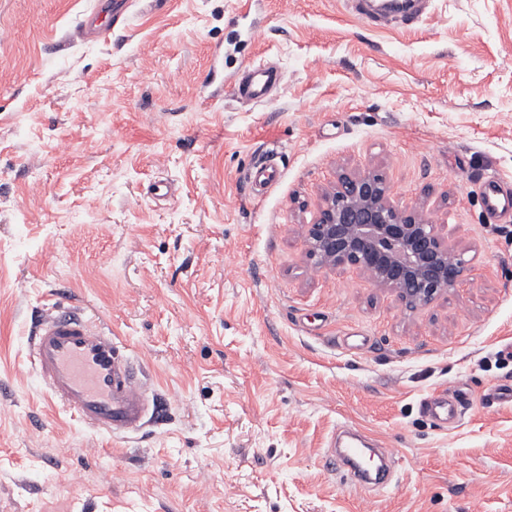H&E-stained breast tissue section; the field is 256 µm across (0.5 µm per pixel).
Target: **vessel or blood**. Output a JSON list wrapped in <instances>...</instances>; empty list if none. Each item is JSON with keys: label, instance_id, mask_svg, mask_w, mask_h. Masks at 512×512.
Wrapping results in <instances>:
<instances>
[{"label": "vessel or blood", "instance_id": "b4317fda", "mask_svg": "<svg viewBox=\"0 0 512 512\" xmlns=\"http://www.w3.org/2000/svg\"><path fill=\"white\" fill-rule=\"evenodd\" d=\"M124 20L123 0H94L77 31L97 40L108 37ZM281 80L279 72L258 63L246 78L235 80L232 91L237 99L261 102ZM482 198L488 214L500 220L512 217V187L503 179H487ZM30 350L33 372L50 399L85 426L118 436L167 416L166 403L149 396L141 380L142 366L81 308L62 300L52 304L33 327ZM463 404L458 396L437 397L427 400L425 409L448 425L459 419ZM363 455L359 440L353 437L328 453L329 459H340L348 467L360 488L370 492L383 483L384 474L366 476L359 463Z\"/></svg>", "mask_w": 512, "mask_h": 512}]
</instances>
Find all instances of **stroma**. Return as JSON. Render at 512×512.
I'll use <instances>...</instances> for the list:
<instances>
[{
    "label": "stroma",
    "mask_w": 512,
    "mask_h": 512,
    "mask_svg": "<svg viewBox=\"0 0 512 512\" xmlns=\"http://www.w3.org/2000/svg\"><path fill=\"white\" fill-rule=\"evenodd\" d=\"M91 5L0 0V512H512V402L491 397L512 385V223L480 195L512 183V0L410 23L136 2L85 41ZM253 63L282 73L259 104L231 94ZM343 168L382 173L470 281L409 312L313 269L306 226ZM60 291L143 362L163 424L109 437L51 403L28 334ZM458 386L447 427L422 402ZM345 428L394 450L388 490L324 466Z\"/></svg>",
    "instance_id": "1"
}]
</instances>
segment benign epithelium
Listing matches in <instances>:
<instances>
[{
  "label": "benign epithelium",
  "mask_w": 512,
  "mask_h": 512,
  "mask_svg": "<svg viewBox=\"0 0 512 512\" xmlns=\"http://www.w3.org/2000/svg\"><path fill=\"white\" fill-rule=\"evenodd\" d=\"M306 243L315 268L361 270L412 311L447 294L469 272L437 225L396 202L375 170L337 175L307 225Z\"/></svg>",
  "instance_id": "benign-epithelium-1"
}]
</instances>
